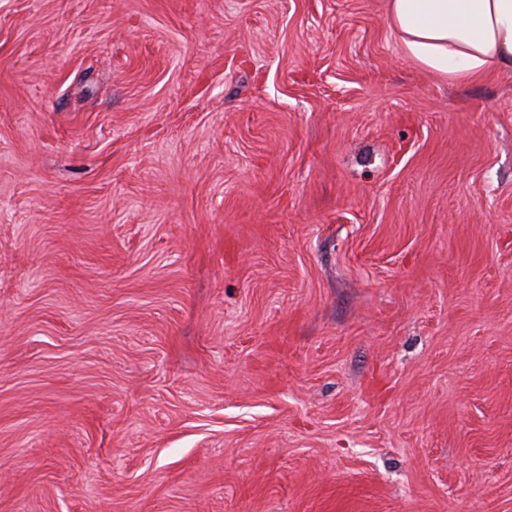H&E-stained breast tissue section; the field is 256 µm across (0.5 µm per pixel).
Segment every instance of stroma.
Instances as JSON below:
<instances>
[{
  "mask_svg": "<svg viewBox=\"0 0 512 512\" xmlns=\"http://www.w3.org/2000/svg\"><path fill=\"white\" fill-rule=\"evenodd\" d=\"M0 512H512V72L0 0Z\"/></svg>",
  "mask_w": 512,
  "mask_h": 512,
  "instance_id": "obj_1",
  "label": "stroma"
}]
</instances>
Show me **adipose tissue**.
<instances>
[{
  "label": "adipose tissue",
  "mask_w": 512,
  "mask_h": 512,
  "mask_svg": "<svg viewBox=\"0 0 512 512\" xmlns=\"http://www.w3.org/2000/svg\"><path fill=\"white\" fill-rule=\"evenodd\" d=\"M388 20L410 57L449 81L512 70V0H388Z\"/></svg>",
  "instance_id": "1"
}]
</instances>
